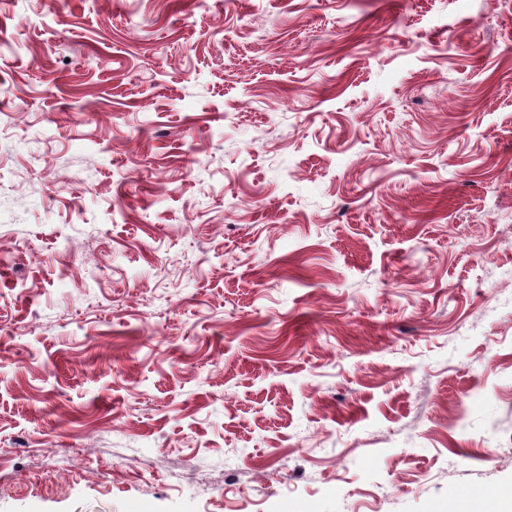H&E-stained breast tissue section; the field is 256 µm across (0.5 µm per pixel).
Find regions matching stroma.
Wrapping results in <instances>:
<instances>
[{
  "label": "stroma",
  "mask_w": 512,
  "mask_h": 512,
  "mask_svg": "<svg viewBox=\"0 0 512 512\" xmlns=\"http://www.w3.org/2000/svg\"><path fill=\"white\" fill-rule=\"evenodd\" d=\"M1 42L0 512L512 489V0H0Z\"/></svg>",
  "instance_id": "1"
}]
</instances>
